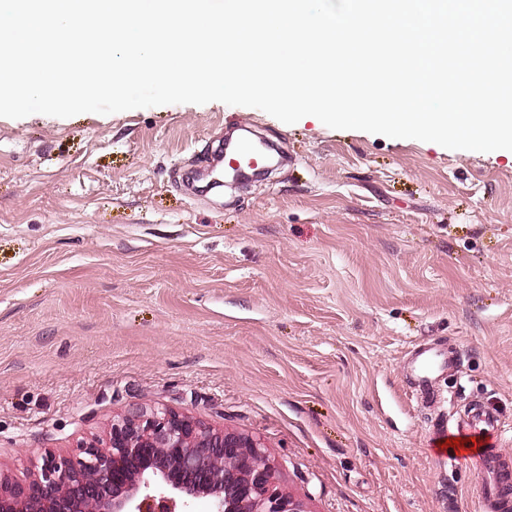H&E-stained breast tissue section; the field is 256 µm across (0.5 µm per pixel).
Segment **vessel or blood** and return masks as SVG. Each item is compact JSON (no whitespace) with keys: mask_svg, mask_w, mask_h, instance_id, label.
Segmentation results:
<instances>
[{"mask_svg":"<svg viewBox=\"0 0 512 512\" xmlns=\"http://www.w3.org/2000/svg\"><path fill=\"white\" fill-rule=\"evenodd\" d=\"M257 165L255 148L246 142L226 144L217 158V165L211 173L216 178L239 173L240 169ZM415 384L424 396H433L435 373L443 368L455 369V359L445 358L443 353L432 347L417 350L411 360ZM499 429V419L495 412L483 408H473L467 415L454 422H440L431 439L434 461L446 464L458 458V448L452 447L455 439L467 438L479 442L494 436ZM512 466V458L504 456L499 449L488 448L483 453L484 482L481 497L489 512H512V495L502 492L507 467Z\"/></svg>","mask_w":512,"mask_h":512,"instance_id":"vessel-or-blood-1","label":"vessel or blood"}]
</instances>
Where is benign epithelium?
<instances>
[{"label": "benign epithelium", "instance_id": "obj_1", "mask_svg": "<svg viewBox=\"0 0 512 512\" xmlns=\"http://www.w3.org/2000/svg\"><path fill=\"white\" fill-rule=\"evenodd\" d=\"M309 512L280 490L261 439L169 407L132 406L103 442L47 454L37 474L0 472V512Z\"/></svg>", "mask_w": 512, "mask_h": 512}]
</instances>
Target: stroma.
<instances>
[{
	"mask_svg": "<svg viewBox=\"0 0 512 512\" xmlns=\"http://www.w3.org/2000/svg\"><path fill=\"white\" fill-rule=\"evenodd\" d=\"M240 126L287 163L190 190ZM476 401L512 455V151L218 101L0 117L1 471L164 405L263 439L310 512H484L481 458L429 455ZM447 365L448 372L454 370L456 361L448 353L447 361L443 353L432 347H423L417 350L411 360V367L416 387L424 396H434V374Z\"/></svg>",
	"mask_w": 512,
	"mask_h": 512,
	"instance_id": "obj_1",
	"label": "stroma"
}]
</instances>
